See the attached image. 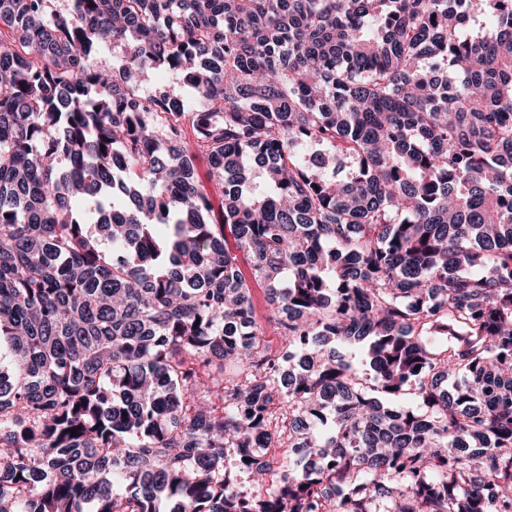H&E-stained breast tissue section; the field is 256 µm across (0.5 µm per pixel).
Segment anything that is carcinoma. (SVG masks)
<instances>
[{
	"label": "carcinoma",
	"instance_id": "cac0c4a2",
	"mask_svg": "<svg viewBox=\"0 0 512 512\" xmlns=\"http://www.w3.org/2000/svg\"><path fill=\"white\" fill-rule=\"evenodd\" d=\"M0 447V512H512V0H0ZM253 304L256 311V319L261 329L264 331L263 339L272 352H278L281 348L279 336L273 328L270 318L273 315L272 305L269 299L267 288L263 284H253L252 288Z\"/></svg>",
	"mask_w": 512,
	"mask_h": 512
}]
</instances>
